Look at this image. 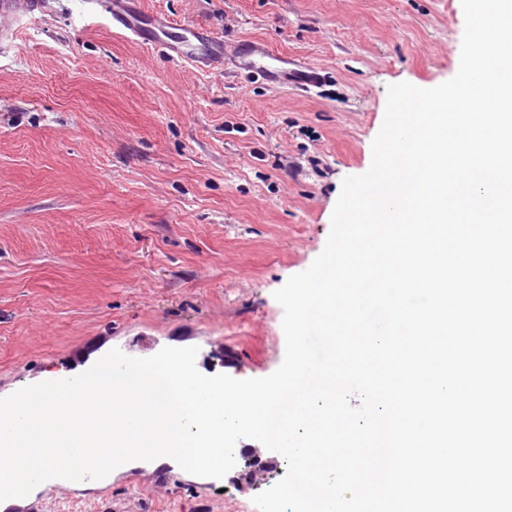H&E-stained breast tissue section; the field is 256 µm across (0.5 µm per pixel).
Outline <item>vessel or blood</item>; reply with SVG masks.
<instances>
[{"mask_svg":"<svg viewBox=\"0 0 512 512\" xmlns=\"http://www.w3.org/2000/svg\"><path fill=\"white\" fill-rule=\"evenodd\" d=\"M87 14L107 17L113 32L144 44L163 48L177 61L203 69L223 70L225 65L280 85L309 87L319 77L309 67L292 63L284 54L273 53L258 41L228 43L224 38L195 24L174 23L169 17L143 9L140 0H86ZM34 0H0V27L22 16H33Z\"/></svg>","mask_w":512,"mask_h":512,"instance_id":"vessel-or-blood-1","label":"vessel or blood"}]
</instances>
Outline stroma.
Listing matches in <instances>:
<instances>
[{
    "instance_id": "35a3bbf8",
    "label": "stroma",
    "mask_w": 512,
    "mask_h": 512,
    "mask_svg": "<svg viewBox=\"0 0 512 512\" xmlns=\"http://www.w3.org/2000/svg\"><path fill=\"white\" fill-rule=\"evenodd\" d=\"M145 10L268 43L308 67L298 91L171 60L41 0L0 43V398L111 349H198L207 376L272 374L273 294L325 247L345 177L365 173L388 85L458 71L461 0H142ZM243 463L167 462L24 512H258Z\"/></svg>"
}]
</instances>
